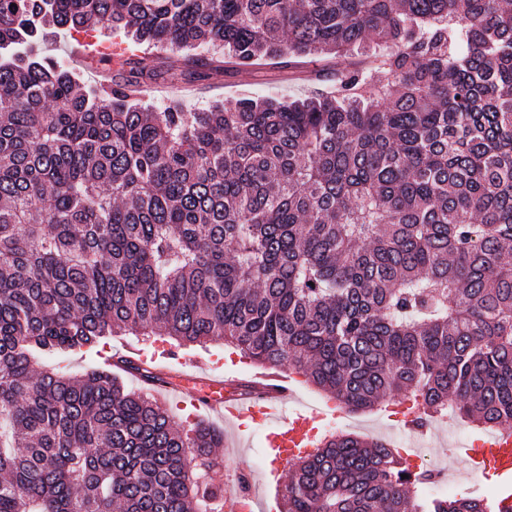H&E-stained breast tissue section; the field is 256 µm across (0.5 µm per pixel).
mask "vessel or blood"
<instances>
[{
  "label": "vessel or blood",
  "mask_w": 512,
  "mask_h": 512,
  "mask_svg": "<svg viewBox=\"0 0 512 512\" xmlns=\"http://www.w3.org/2000/svg\"><path fill=\"white\" fill-rule=\"evenodd\" d=\"M254 389L243 396L224 393L225 380L219 374L189 372L182 374L177 383L160 382V389H174L187 395L199 412L216 415L227 420L245 417L269 424L266 436V459L270 475H277L281 466L311 448L313 424L320 420L317 411L296 409L288 416H280L279 407L292 394L288 373L260 372L256 375ZM469 470L479 474L493 470L499 477L503 490L512 493V432L503 431L481 447L464 452Z\"/></svg>",
  "instance_id": "1"
}]
</instances>
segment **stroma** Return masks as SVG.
<instances>
[{"label": "stroma", "instance_id": "obj_1", "mask_svg": "<svg viewBox=\"0 0 512 512\" xmlns=\"http://www.w3.org/2000/svg\"><path fill=\"white\" fill-rule=\"evenodd\" d=\"M221 79L222 89L181 96L184 110L198 112L214 101L230 102L243 95L288 98L329 93L336 88V67L332 61L315 58L300 72L283 64L264 74H256L245 68L235 74H222ZM186 359L203 360L215 372L240 383L251 381L257 370L256 365L240 363L238 356L221 343L179 350L177 357L161 359L160 364L164 372L175 378L183 373L182 362ZM153 396L160 407L173 415L176 421L201 418L206 424L223 431L224 446L216 451L221 462L217 477L224 484L220 512H238L235 501L239 491L238 478L242 475L248 479L249 494L253 500L252 512H279L281 490L276 484L267 482L264 475V426L248 420L227 423L215 416H199L188 398L163 390L154 391ZM338 431L388 442L397 439L403 441L405 446H418L420 460L435 469H446L455 474L456 480L451 486L455 493L483 498L496 483L495 477L470 474L459 454L460 447H473L486 435L485 430L467 421L456 418L434 419L424 431L413 433L404 428L397 417L387 416L381 410L352 411L340 406L333 420L322 422L315 435L321 438Z\"/></svg>", "mask_w": 512, "mask_h": 512}]
</instances>
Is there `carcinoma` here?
Masks as SVG:
<instances>
[{
	"instance_id": "1",
	"label": "carcinoma",
	"mask_w": 512,
	"mask_h": 512,
	"mask_svg": "<svg viewBox=\"0 0 512 512\" xmlns=\"http://www.w3.org/2000/svg\"><path fill=\"white\" fill-rule=\"evenodd\" d=\"M58 29L187 55L86 90L38 50ZM314 56L355 58L335 92L203 112L124 92ZM509 252L512 0H0V512L224 499L219 431L109 368L41 367L127 331L286 362L352 411L412 397L419 427L511 421ZM432 482L326 435L283 512H512Z\"/></svg>"
}]
</instances>
